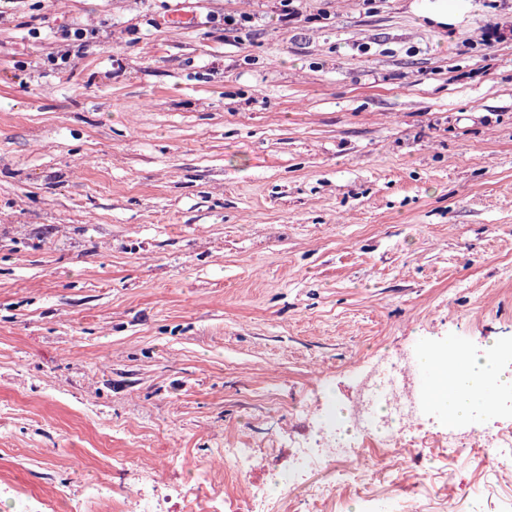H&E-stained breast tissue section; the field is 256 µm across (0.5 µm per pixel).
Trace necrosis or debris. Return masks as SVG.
Listing matches in <instances>:
<instances>
[{
    "instance_id": "necrosis-or-debris-1",
    "label": "necrosis or debris",
    "mask_w": 512,
    "mask_h": 512,
    "mask_svg": "<svg viewBox=\"0 0 512 512\" xmlns=\"http://www.w3.org/2000/svg\"><path fill=\"white\" fill-rule=\"evenodd\" d=\"M421 401L417 372L407 353L398 354L388 373H380L375 368L368 371L357 384L355 395L345 411L346 419L360 430L361 440L347 445L327 440L315 445H297L292 449L288 484L298 483L317 465L331 469L330 485L311 487L307 512H331L336 490L358 486V473L342 467V459H360L376 450L384 456L395 457L401 449L426 446L431 429L421 417ZM266 458L265 449L251 441L244 442L239 448L215 449L213 462L232 466L243 485V492L234 498L215 495L199 501L201 512H273V504L266 494L249 482L252 470Z\"/></svg>"
}]
</instances>
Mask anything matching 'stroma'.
Instances as JSON below:
<instances>
[{
	"label": "stroma",
	"instance_id": "obj_1",
	"mask_svg": "<svg viewBox=\"0 0 512 512\" xmlns=\"http://www.w3.org/2000/svg\"><path fill=\"white\" fill-rule=\"evenodd\" d=\"M413 3L0 0V512H182L246 437L306 512L277 475L307 401L423 341L512 345V36L480 39L512 0ZM68 27L86 53L41 66ZM494 455L420 449L399 496L358 469L379 512H512Z\"/></svg>",
	"mask_w": 512,
	"mask_h": 512
}]
</instances>
